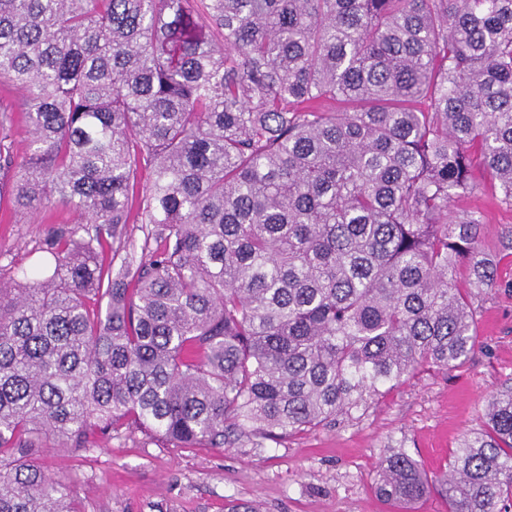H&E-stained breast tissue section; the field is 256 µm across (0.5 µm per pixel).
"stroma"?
<instances>
[{"mask_svg":"<svg viewBox=\"0 0 512 512\" xmlns=\"http://www.w3.org/2000/svg\"><path fill=\"white\" fill-rule=\"evenodd\" d=\"M451 207L454 217L480 212V239L496 249L512 227V208L498 205L487 176ZM0 265L29 266L52 229L44 210L23 216L0 199ZM501 288L484 291L482 344L461 368L417 372L365 412L278 441L241 438L231 448H175L135 432L97 438L80 459L57 448L42 460L73 481L82 512H224L230 499L261 512H395L375 492L378 465L390 447L405 448L427 472L444 470L464 436L474 432L489 398L512 383V257Z\"/></svg>","mask_w":512,"mask_h":512,"instance_id":"1","label":"stroma"}]
</instances>
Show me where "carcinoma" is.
Segmentation results:
<instances>
[{"instance_id": "obj_1", "label": "carcinoma", "mask_w": 512, "mask_h": 512, "mask_svg": "<svg viewBox=\"0 0 512 512\" xmlns=\"http://www.w3.org/2000/svg\"><path fill=\"white\" fill-rule=\"evenodd\" d=\"M2 77L0 188L76 219L0 265V512H81L50 441L289 437L479 347L512 229L487 251L448 210L478 172L512 207V0H0ZM376 491L512 512V387L449 468L389 450Z\"/></svg>"}]
</instances>
